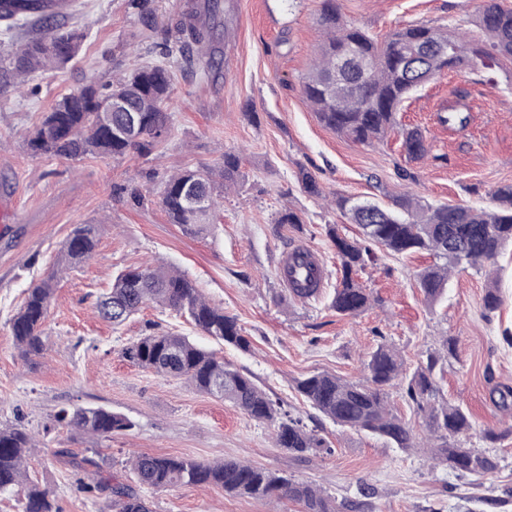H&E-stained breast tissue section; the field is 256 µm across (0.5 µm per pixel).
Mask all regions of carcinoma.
<instances>
[{"label":"carcinoma","mask_w":512,"mask_h":512,"mask_svg":"<svg viewBox=\"0 0 512 512\" xmlns=\"http://www.w3.org/2000/svg\"><path fill=\"white\" fill-rule=\"evenodd\" d=\"M44 0H0V19L32 18L44 24L55 21L56 12H44ZM325 34L318 58L304 78V94L319 122L359 144L382 139L396 125L403 101L425 85L403 65V54L419 42L445 45L451 57L429 52L424 70L436 75L453 65L472 70L490 68L502 60L512 63V8L499 0H486L478 17L481 40H465L448 27L412 25L392 31L379 41L367 31L343 20L336 0H324L319 18ZM176 51L185 62L204 61L213 67L219 48L214 46L212 27L199 24L193 16L179 20ZM84 34L77 29L45 37L11 42L0 49V90L20 87L38 70L59 69L79 52ZM355 47L364 60L372 62L366 77L344 74L337 59ZM172 76L161 64L136 68L112 82L91 81L59 100L44 114L30 134L27 145L35 153L79 159L87 155L122 157L130 152L146 153L166 141L171 132L168 112ZM110 93L124 101L125 111L111 115L112 128L100 122L94 99ZM142 118L137 139H125L119 130L127 116ZM402 147L411 160L429 153L423 132L418 128L401 131ZM240 158L224 155V161L203 170L183 169L172 175L161 193V207L169 223L187 234H202L211 224L216 194L237 184ZM193 187L205 200L197 209L185 188ZM494 206L474 209L460 205L432 206L403 194L392 206L349 197L336 198V207L362 229L363 240L351 241L336 229L327 236L340 260L341 279L334 290L331 308L342 316L368 310L371 295L356 280L357 272L374 260L371 246L393 254L428 251L442 264L427 267L416 276L424 299L433 304L443 297L448 273L458 267L481 270L493 264L502 248L512 245V183L499 186L492 194ZM97 225L77 224L65 240L51 274L26 290V297L11 319L10 329L21 357L39 355L44 350V322L47 318L59 275L88 260L97 244ZM293 283L290 295L302 300L317 298L320 283L299 273L288 275ZM152 302L190 320L204 336L246 350L250 342L242 334L237 318L208 302L186 275L164 267L128 268L115 276L98 303L102 319L122 325L141 307ZM454 350V341L443 339L442 349L429 354L427 362L405 378L404 396L423 419L434 459L469 475L483 477L497 468L489 456L459 445V437L472 429L468 412L440 398L437 368ZM123 357L133 365L157 375L183 379L198 391L215 393L224 385L225 400L258 422L275 424V444L289 453H306L329 448L328 442L309 430L301 419L284 411L279 402L259 389L250 376L241 373L224 358L178 333L149 334L123 349ZM405 371L400 352L381 344L364 363L363 380L350 382L328 372L311 374L297 381V391L323 416L341 427L387 439L403 450L418 448L413 427L393 413L389 389ZM56 419L79 434L108 437L126 431L133 423L104 408L78 407L60 410ZM34 447L33 436L24 429L0 428V494L18 495L19 512H58L48 490L28 481L26 456ZM137 482L152 489L181 485L221 487L231 496L276 499L301 506V512H339L349 508L336 504L316 485L234 458L205 463L187 458L138 455L132 463ZM88 494L107 493L117 512H152L148 503L130 485L94 477L83 485Z\"/></svg>","instance_id":"obj_1"}]
</instances>
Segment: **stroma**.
I'll return each instance as SVG.
<instances>
[{
    "label": "stroma",
    "mask_w": 512,
    "mask_h": 512,
    "mask_svg": "<svg viewBox=\"0 0 512 512\" xmlns=\"http://www.w3.org/2000/svg\"><path fill=\"white\" fill-rule=\"evenodd\" d=\"M186 0H77L60 14L63 28H81L79 55L63 69L33 73L20 90L0 92V198L13 218L0 220V426L22 425L38 440L27 459L31 481L49 490L59 512H112L105 497L82 489L94 474L136 484L134 454L216 462L235 458L315 483L353 512H512V419L495 405L496 388L512 386V247L497 259L502 303L483 305L485 273L455 271L443 298L425 303L416 274L428 254L380 250L358 275L375 303L355 317L330 307L341 277L327 225L355 238L360 229L335 205L339 196L391 205L410 192L425 204L490 206L497 186L512 183V65L448 69L400 108L402 127L420 128L424 160L407 159L400 134L370 145L324 127L303 91L321 41L323 0H225L216 37L220 69L186 66L165 48L166 30ZM350 23L384 38L416 24L448 26L479 39L483 0H338ZM166 65L173 75L171 134L149 155L78 160L32 152L26 138L65 94L131 69ZM463 97L465 127L439 121L442 107ZM239 155L242 178L226 191L214 224L185 234L159 203L165 181L180 168L205 169ZM312 173L320 196L305 193L300 171ZM293 208L303 221L281 224ZM98 227L86 264L63 274L44 326V351L23 360L10 321L26 289L52 269L74 225ZM305 246L327 265L318 299L290 298L280 284L282 251ZM143 264L184 273L211 303L237 317L249 351L216 345L175 312L148 305L120 326L101 320L95 304L120 271ZM173 332L216 350L252 377L285 410L329 441L330 450L295 457L276 447L274 427L223 398L128 362L123 349L142 336ZM455 340L443 365V397L462 405L472 430L464 447L494 458L497 469L477 480L437 464L424 448L403 451L383 439L333 424L313 410L295 382L316 372L355 381L379 343L396 347L414 370ZM103 407L133 427L106 438L76 434L56 413ZM498 440L484 437L485 429ZM138 487L153 512H300L299 505L224 494L217 487Z\"/></svg>",
    "instance_id": "obj_1"
}]
</instances>
